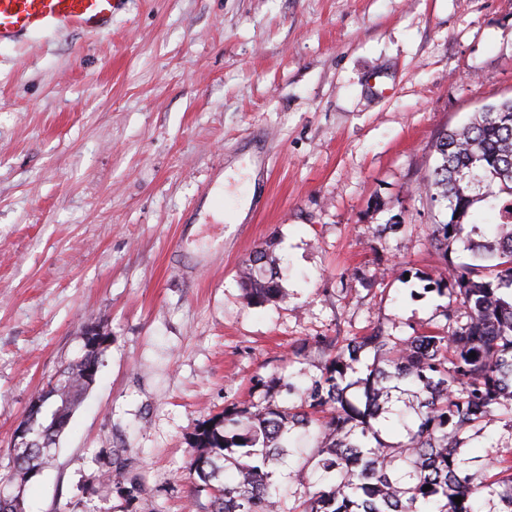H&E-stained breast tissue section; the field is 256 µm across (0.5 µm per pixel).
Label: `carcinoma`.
Segmentation results:
<instances>
[{
  "instance_id": "obj_1",
  "label": "carcinoma",
  "mask_w": 512,
  "mask_h": 512,
  "mask_svg": "<svg viewBox=\"0 0 512 512\" xmlns=\"http://www.w3.org/2000/svg\"><path fill=\"white\" fill-rule=\"evenodd\" d=\"M434 152L428 190L451 211L431 231L453 271L449 280L440 272L431 279L433 291L448 298L446 328L336 339L318 379L304 389L288 384L299 410L271 400L232 403L209 419L192 437L190 469L211 490V512H282L272 466L285 432L313 425L318 467L331 483L305 492L288 512H484L488 496L500 500L498 512H512V449L497 451L484 466L460 456L491 418L512 429V230L503 223L512 216V100L488 104L466 125L441 133ZM269 249L257 247L241 270L257 304L281 297L278 273L266 269ZM365 352L373 363L359 370ZM102 353L85 350L38 395L41 405L23 420L30 443L11 452L9 485L23 488L51 463V449L41 444H57ZM400 386L418 399L412 419L387 406ZM356 387L362 408L347 398ZM386 429L400 440L386 441ZM231 448L240 457L226 477L224 451Z\"/></svg>"
}]
</instances>
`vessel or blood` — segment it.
Masks as SVG:
<instances>
[{
    "mask_svg": "<svg viewBox=\"0 0 512 512\" xmlns=\"http://www.w3.org/2000/svg\"><path fill=\"white\" fill-rule=\"evenodd\" d=\"M125 0H0V46L48 31L100 35Z\"/></svg>",
    "mask_w": 512,
    "mask_h": 512,
    "instance_id": "obj_1",
    "label": "vessel or blood"
}]
</instances>
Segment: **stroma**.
I'll return each mask as SVG.
<instances>
[{"instance_id": "stroma-1", "label": "stroma", "mask_w": 512, "mask_h": 512, "mask_svg": "<svg viewBox=\"0 0 512 512\" xmlns=\"http://www.w3.org/2000/svg\"><path fill=\"white\" fill-rule=\"evenodd\" d=\"M511 98L512 0H127L110 33L0 47L1 475L83 327L110 336L26 512H207L204 422L299 404L335 337L444 325L433 143ZM236 163L258 181L232 224L207 205ZM270 239L282 296L257 305L239 270ZM290 441L289 505L322 475Z\"/></svg>"}]
</instances>
